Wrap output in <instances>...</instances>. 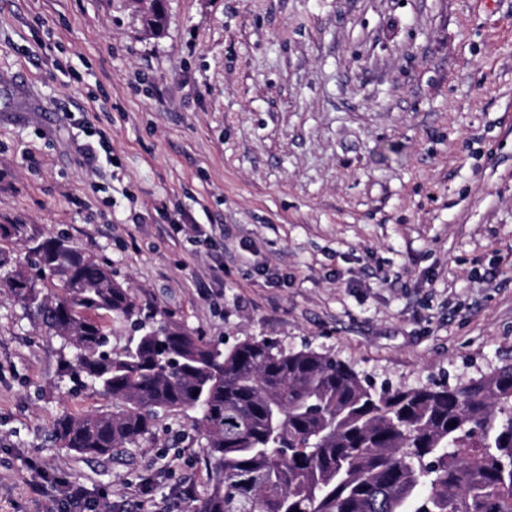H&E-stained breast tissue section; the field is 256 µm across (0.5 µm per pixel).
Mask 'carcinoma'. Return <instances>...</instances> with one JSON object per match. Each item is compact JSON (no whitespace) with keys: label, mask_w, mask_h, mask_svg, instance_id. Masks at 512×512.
<instances>
[{"label":"carcinoma","mask_w":512,"mask_h":512,"mask_svg":"<svg viewBox=\"0 0 512 512\" xmlns=\"http://www.w3.org/2000/svg\"><path fill=\"white\" fill-rule=\"evenodd\" d=\"M23 241L36 274L15 264ZM58 337L59 377L112 409L65 412L52 438L76 455L135 446L180 411L206 439L195 512H512V364L455 385L376 387L311 348L244 340L228 349L155 319L108 348L106 319L140 314L108 265L63 235L0 224V291Z\"/></svg>","instance_id":"obj_1"}]
</instances>
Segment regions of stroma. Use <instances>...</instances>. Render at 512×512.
I'll return each mask as SVG.
<instances>
[{"instance_id":"obj_1","label":"stroma","mask_w":512,"mask_h":512,"mask_svg":"<svg viewBox=\"0 0 512 512\" xmlns=\"http://www.w3.org/2000/svg\"><path fill=\"white\" fill-rule=\"evenodd\" d=\"M148 2L0 0V224L69 237L228 346L404 386L512 363V0H165L159 36ZM183 214L207 241L170 236ZM61 354L0 294V512H55L62 480L190 512L208 477L182 413L108 459L52 441L112 406L67 393Z\"/></svg>"}]
</instances>
